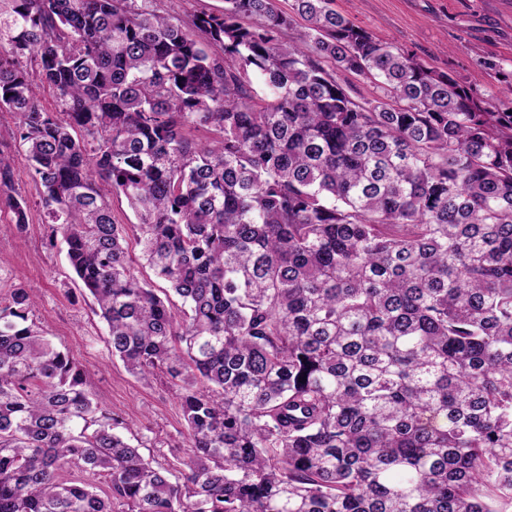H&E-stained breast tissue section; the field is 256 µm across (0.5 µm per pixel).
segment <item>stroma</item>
Instances as JSON below:
<instances>
[{
  "instance_id": "1",
  "label": "stroma",
  "mask_w": 512,
  "mask_h": 512,
  "mask_svg": "<svg viewBox=\"0 0 512 512\" xmlns=\"http://www.w3.org/2000/svg\"><path fill=\"white\" fill-rule=\"evenodd\" d=\"M332 6L378 38L413 51L426 66L479 88H502L485 61L512 69V0H333ZM16 123L13 113L0 112V150L15 158L14 181L29 201V224L21 233L7 228L10 214L0 211V288L21 283L33 290L35 322L81 363L98 401L140 429L147 455L175 465L185 455L178 388L163 377L139 381L110 356L105 327L82 293L65 245L51 238Z\"/></svg>"
}]
</instances>
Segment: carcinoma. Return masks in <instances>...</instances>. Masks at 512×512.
Returning a JSON list of instances; mask_svg holds the SVG:
<instances>
[{
    "label": "carcinoma",
    "mask_w": 512,
    "mask_h": 512,
    "mask_svg": "<svg viewBox=\"0 0 512 512\" xmlns=\"http://www.w3.org/2000/svg\"><path fill=\"white\" fill-rule=\"evenodd\" d=\"M331 3L224 0L184 20L163 0H0V110L52 238L111 355L180 385L189 448L170 469L117 432L135 434L15 285L0 512L512 507V92L431 69ZM13 162L0 150V206L21 233ZM114 193L169 289L137 275Z\"/></svg>",
    "instance_id": "1"
}]
</instances>
